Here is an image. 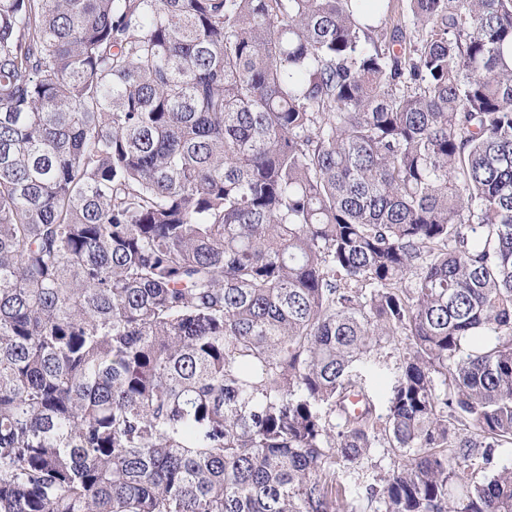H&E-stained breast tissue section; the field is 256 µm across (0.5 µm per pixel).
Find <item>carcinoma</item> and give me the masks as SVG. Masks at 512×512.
Wrapping results in <instances>:
<instances>
[{
    "label": "carcinoma",
    "instance_id": "obj_1",
    "mask_svg": "<svg viewBox=\"0 0 512 512\" xmlns=\"http://www.w3.org/2000/svg\"><path fill=\"white\" fill-rule=\"evenodd\" d=\"M405 2L0 0V512H512V0ZM401 342L403 341L398 337L394 341L382 344L375 364L358 366L355 369L357 380L371 399L377 415H386L392 388L400 374L399 355L403 345ZM402 462L401 458L394 455L389 448H372L368 458H365L359 468L360 482L355 484L353 478H350L348 469L340 468L339 476L348 487V495L354 498L361 512H377L378 503L367 501L365 496V485L368 483H376L375 479L383 477L389 470L396 468Z\"/></svg>",
    "mask_w": 512,
    "mask_h": 512
}]
</instances>
